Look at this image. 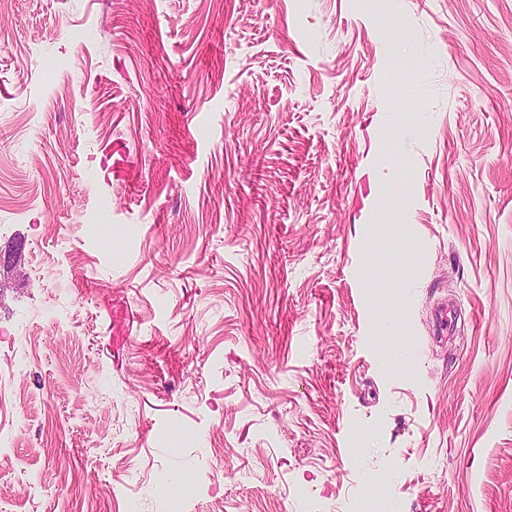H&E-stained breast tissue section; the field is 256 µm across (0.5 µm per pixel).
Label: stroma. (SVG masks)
Masks as SVG:
<instances>
[{"label": "stroma", "mask_w": 512, "mask_h": 512, "mask_svg": "<svg viewBox=\"0 0 512 512\" xmlns=\"http://www.w3.org/2000/svg\"><path fill=\"white\" fill-rule=\"evenodd\" d=\"M15 242L0 512H512V0H0Z\"/></svg>", "instance_id": "35a3bbf8"}]
</instances>
